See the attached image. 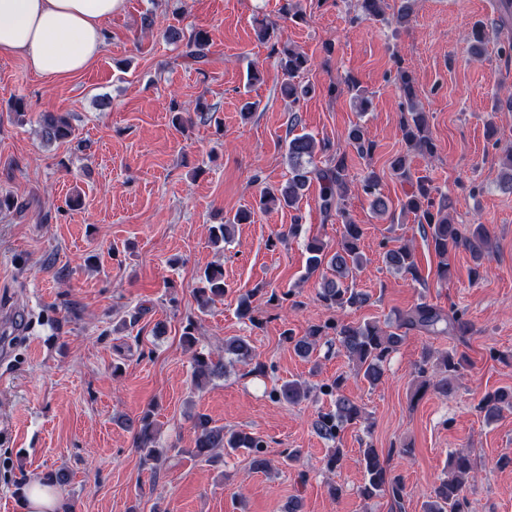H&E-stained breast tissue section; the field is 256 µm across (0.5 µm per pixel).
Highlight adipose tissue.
<instances>
[{
  "mask_svg": "<svg viewBox=\"0 0 512 512\" xmlns=\"http://www.w3.org/2000/svg\"><path fill=\"white\" fill-rule=\"evenodd\" d=\"M123 2L0 0V48L47 78L82 72L104 52L107 25Z\"/></svg>",
  "mask_w": 512,
  "mask_h": 512,
  "instance_id": "1",
  "label": "adipose tissue"
}]
</instances>
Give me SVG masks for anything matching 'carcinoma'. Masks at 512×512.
<instances>
[{
  "label": "carcinoma",
  "instance_id": "1",
  "mask_svg": "<svg viewBox=\"0 0 512 512\" xmlns=\"http://www.w3.org/2000/svg\"><path fill=\"white\" fill-rule=\"evenodd\" d=\"M414 0H400V5L392 18L386 17L387 0H357L356 18L390 21L399 26L408 22L413 12ZM210 52L208 32L193 29L188 35L182 57L196 65L206 63ZM271 54L276 56L285 81L281 86L282 95L295 105L314 91L311 83L301 81V77L310 71L309 59L284 46L273 44ZM396 84L401 92L400 130L405 150L392 157L389 163L391 173L396 178L410 185L400 201V210L414 216L420 225L423 237L433 247L440 258L437 266L438 279L448 280L451 275L449 256L456 250H467L475 263L470 270V278L481 277L480 269L491 260L493 249L491 235L483 224H474L467 231L453 222L447 213V206L435 201L433 180L427 174L412 171L410 157L414 154L432 157L436 153V144L429 135L427 112L419 105L415 79L412 71L396 62ZM44 136L49 141H66L74 136V128L67 113H44L40 117ZM349 143L362 157H370L377 148L375 141L367 136L364 127L353 125L347 134ZM329 150V144L318 142L308 134L302 133L292 137L286 147V157L290 169L288 181L275 189H266L259 196V208L262 210L281 208L298 209L312 181L319 184V208L324 217L336 214L343 219V232L336 249H331L320 239L313 237L307 241L306 275L320 277L317 299L323 307L334 312L362 307L368 301V295L349 285L356 271L362 269L367 259L361 249L363 231L360 225L346 219V212L340 207V200L350 190L348 166L345 155L336 154L323 168L315 164L319 153ZM356 189L369 201L373 211L378 215L390 212L391 202L380 192V177L375 171L368 172L357 184ZM251 219L248 212H240L228 218L222 224L209 228L210 242L218 246L229 240L231 229L237 224L247 223ZM385 265L397 272L417 277L418 262L414 248L407 243L399 244L386 250L383 254ZM224 267L210 265L199 275V286L195 291V301L200 311H205L216 301L224 297ZM255 292H248L240 297L237 314L248 320L253 326L261 325L255 316L253 298ZM467 326L466 312L454 310L450 314L426 303L399 312L394 319L381 327L377 321L352 322L340 319L313 324L306 335L294 338L288 334L295 352L302 358L310 357L321 340L333 331L340 351L356 367V374L369 385H376L383 375V364L395 352L410 330L425 331L436 335H445ZM224 353L231 354L237 360L252 366V371L263 374L266 365L257 360L249 342L243 337H231L224 340ZM464 358L455 351H446L437 362L442 377L433 384L434 390L448 396L453 389L452 379L463 366ZM193 385L200 387L204 381L224 377V359L197 351L193 356ZM345 378L338 376L319 386L322 394L332 398L333 408L321 411L314 422L317 433L325 440L334 442L348 425H357L366 420L364 407L344 394ZM311 389L298 381H288L271 392L272 401L283 405H298L310 399ZM505 407L512 408V389L497 388L486 392L478 403V409L488 419L499 415ZM134 430V444L140 451H147V456L154 457V423L151 413L146 412L136 421L128 422ZM196 438L192 453L198 457H213V451L223 449L229 453L240 448L252 452V469L265 472L270 467L262 448V437L244 431H235L218 426L205 414H198L194 419ZM362 464L364 483L360 494L371 499L389 493L395 503L399 504L405 496V486L401 476L392 473L379 451L368 447L363 449ZM473 459L462 453L450 454L448 475L429 493L423 504V512H471L470 501L466 493V482Z\"/></svg>",
  "mask_w": 512,
  "mask_h": 512
}]
</instances>
